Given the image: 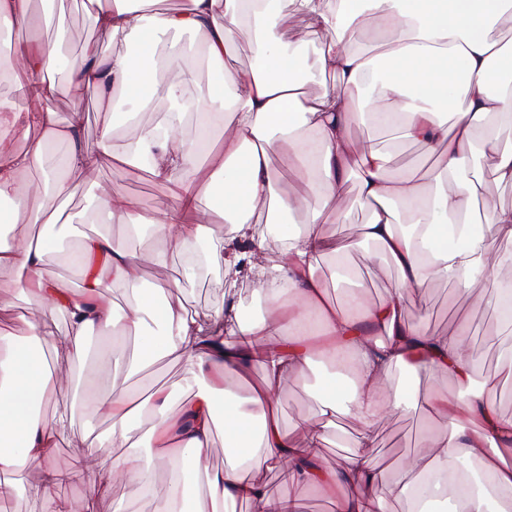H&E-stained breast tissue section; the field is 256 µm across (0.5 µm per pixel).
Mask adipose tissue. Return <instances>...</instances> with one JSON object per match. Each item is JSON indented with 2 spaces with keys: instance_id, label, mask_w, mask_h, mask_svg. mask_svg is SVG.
Here are the masks:
<instances>
[{
  "instance_id": "ef3b65f1",
  "label": "adipose tissue",
  "mask_w": 512,
  "mask_h": 512,
  "mask_svg": "<svg viewBox=\"0 0 512 512\" xmlns=\"http://www.w3.org/2000/svg\"><path fill=\"white\" fill-rule=\"evenodd\" d=\"M157 0H87L85 7L99 31L119 50L102 52L86 45L72 67L74 90H94L104 110L115 94L148 109L155 98L181 102L163 125L139 128L124 154L112 149L110 128L99 140H82L84 115L73 110L59 125L53 102V79L60 54L53 44L16 53L14 64L25 75L20 100H0V199H14L32 223L59 224L62 202L71 184L112 160L147 162L168 195L154 215L137 212L121 188L101 197L98 215L131 230L148 226L154 248L132 249L100 234L82 240L70 254L84 278L82 292L45 279L43 257L52 240L12 242L0 239V267L13 268L32 311L26 320L27 341L42 351L56 339L46 312L63 313L67 333L60 339L70 362L88 354V338L139 337L136 370L174 358L187 369L192 396L178 413L169 408L174 393L161 387L135 401L127 390H113L108 403L112 429L107 438H91L88 456L99 470L98 481L78 500H61L54 512H94L96 501L118 481L139 484L155 497L156 512H177V495H190L170 479L156 490V469L179 460L205 470L209 512H227L236 502L251 503L255 512H299L295 486L319 487L331 493L336 512H390V499H411L409 512H429L436 499L452 501L451 512H486L487 496L512 512V418L500 413L486 391L471 388L474 360L466 323L436 331L410 322L403 295L435 277L472 292L478 274L501 264L487 249V235L512 241V208L484 204L474 212L476 180L467 178L476 156L492 153L498 182L512 185V42L494 40L490 31L502 17H512V0H290L304 17L307 36L319 43L320 70L335 73L338 83L311 95L295 79L297 60L285 49L276 18L281 0H190L185 9L159 10ZM377 20L382 42L368 55L353 35L365 17ZM253 32L257 63L226 74L221 84L198 97L184 93L193 71L185 53L172 46L165 60L155 52L162 32L190 31L201 36L207 66L223 68L224 57L244 28ZM177 67L181 78L161 82V66ZM384 109L404 139L426 146L438 156L432 189L413 175L390 176V156L375 146L357 149L353 126L365 114ZM198 116V136L187 142L180 126L187 113ZM224 132L220 147L201 150L199 142L214 128ZM27 137L24 151L13 150L6 133ZM70 145L60 173L27 183L21 175L41 165L53 141ZM290 149L306 179L308 193L286 196L272 176V155ZM355 182L358 197L370 210L360 227V241L397 271L390 299L369 301L361 290H349L333 302L316 273V259L330 256L344 267L356 244L325 235L319 225L320 203L343 210L344 187ZM216 195L214 213L224 226V248L209 252L205 262L223 267L229 288L222 306L188 311L173 305L167 286L142 289L140 268L165 265L174 255L191 256L212 227L195 215L201 196ZM409 212L397 221L398 207ZM303 213L302 224L285 227L283 215ZM359 241V242H360ZM252 283L264 301V317L241 314L234 288ZM132 289L134 301L116 313L104 296L108 288ZM0 467L35 465L41 472L38 493L48 496L63 481L54 464L63 447V418L33 413L35 401L48 398L57 382L45 356L23 352L11 332L0 330ZM327 358L335 371L323 380L317 397L319 415L343 412L355 424L354 450L345 464L325 468L314 449L322 430L309 420L295 431L281 427L276 416L278 392L288 381L307 375L314 356ZM447 374L457 393L407 401L391 385L395 369L420 374L428 368ZM261 370L262 387L239 397L229 378ZM419 408L435 415L443 429L422 437L415 453L393 482H386L373 450L375 422L387 414ZM150 416L153 445L134 444L137 424ZM224 425V445L236 449L237 465L206 470L216 423ZM126 453L111 458L107 444ZM287 471L288 490L272 494L261 475Z\"/></svg>"
}]
</instances>
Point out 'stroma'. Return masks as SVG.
Instances as JSON below:
<instances>
[{
	"mask_svg": "<svg viewBox=\"0 0 512 512\" xmlns=\"http://www.w3.org/2000/svg\"><path fill=\"white\" fill-rule=\"evenodd\" d=\"M30 12L40 18L37 33L41 40L57 41L62 49L66 65L75 62L77 45L96 40L101 50L112 47L111 41L96 31L92 17L85 11L81 0H30ZM281 28L287 34L289 54L299 57L303 74L308 80L310 93H317L323 87L335 85L332 74L321 72L317 65L315 41L301 39L303 21L293 15L290 4H283L279 16ZM60 91L54 102L59 123H67L75 105H83L87 119L83 138L94 142L104 123L112 125V142L116 149H123L135 133L134 127L126 123L113 121L111 114L100 111L97 96L88 91L75 94L67 82L65 74H58ZM352 135L357 145L373 143L389 149L392 161L390 175L397 176L405 172L414 173L424 187H431L437 160L428 151L415 143L396 141L391 130L360 125L354 127ZM124 186L133 207L144 214H152L157 202L166 193L164 185L151 173L132 174L123 163L116 162L102 166L88 173L86 178L74 182L70 199L66 203L68 212L86 214L94 207L104 189L113 185ZM346 209L343 215H336L332 208H325L321 218V229L325 234L344 240H354L359 236V227L369 217V212L358 200L354 183L344 188ZM13 237L30 238L34 234L50 235L54 239L65 240L69 247H76L86 236L107 233L113 239L128 241L129 236L122 225L100 223H77L74 226L64 224L36 225L31 223L25 211H18L11 226ZM352 271L372 301L379 302L389 298L390 285L397 272L393 266L383 264L372 256L369 245L358 247L349 257ZM183 257H171L166 265L144 266L141 271L144 287L156 283H165L171 287L170 300L182 304L186 309L207 311L224 303V271L218 267L201 266L193 274H186ZM17 278L15 270L0 268V327H6L14 335L26 333L25 318L29 315V303L26 296L14 286ZM512 284V265L479 275L478 283L472 294H462L448 282L432 278L423 287L413 289L404 297L405 313L409 321L428 323L431 328L445 330L466 322L468 336L472 338L471 351L474 358V388H481L484 382L496 385L495 401L505 416L512 417V377L498 372L500 356L512 349V330H507L496 319L487 300L490 290ZM106 344L105 339L96 337L91 342L87 359L82 365L68 363L64 348H57L52 359L61 370L63 381L58 385L45 407L46 416L68 415L69 422L64 431V446L54 458L55 467L65 479L56 490L57 497L79 498L98 480V470L89 464L86 458L88 438L104 437L110 432L111 422L106 411L88 415L81 407L84 394L106 395L113 386L125 387L136 393H149L158 386H179L186 376L182 362L164 359L137 375L128 377L115 371L113 362L103 357L100 350ZM318 402L310 394L309 383L288 382L279 392L277 412L282 426L293 429L303 418L315 419ZM429 423L428 416L420 411L410 410L380 420L374 427L377 436V458L385 468L387 476H394L405 460L418 449L421 432ZM354 431L353 422L345 415H337L335 428L326 430L324 439L316 453L323 465L334 468L343 465L348 454L346 445ZM5 478L16 485L18 492L11 500L13 512H53L52 500L36 493L33 485L35 472L25 469L6 472Z\"/></svg>",
	"mask_w": 512,
	"mask_h": 512,
	"instance_id": "1",
	"label": "stroma"
}]
</instances>
